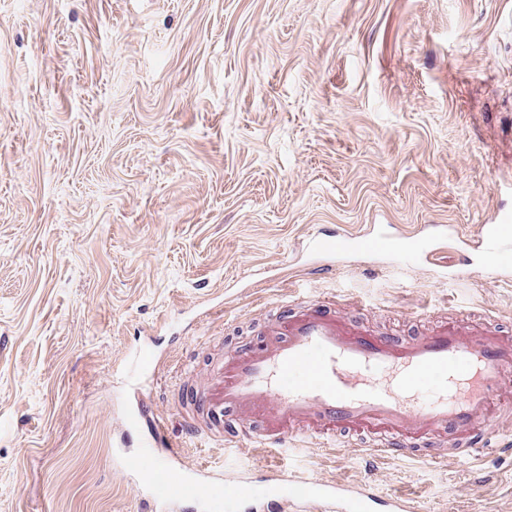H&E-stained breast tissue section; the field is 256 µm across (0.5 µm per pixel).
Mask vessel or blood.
<instances>
[{
	"instance_id": "1",
	"label": "vessel or blood",
	"mask_w": 512,
	"mask_h": 512,
	"mask_svg": "<svg viewBox=\"0 0 512 512\" xmlns=\"http://www.w3.org/2000/svg\"><path fill=\"white\" fill-rule=\"evenodd\" d=\"M368 233L386 243L389 262L415 268L440 247L423 238L416 254L399 244L398 227L370 225ZM484 263L512 254V238L501 225L483 224L474 241ZM268 341L217 362L200 383L180 389V413L188 435H224V413L246 422V435L261 444H281L296 426L320 436L353 435L351 453L402 458L420 440L456 448L496 446L493 419L512 407V336L486 321H454L411 340H396L351 320L308 307L271 320ZM142 388L124 411L123 435L143 426L139 446L158 456L168 490L157 494L151 482L139 492L150 512H203L209 493L203 481L178 465L182 446L170 442L153 413L152 371L134 360ZM268 486L287 485L285 495L269 498L236 483L228 512H415L405 498L378 496L370 484L328 481L311 473L269 474Z\"/></svg>"
}]
</instances>
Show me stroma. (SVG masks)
<instances>
[{
  "mask_svg": "<svg viewBox=\"0 0 512 512\" xmlns=\"http://www.w3.org/2000/svg\"><path fill=\"white\" fill-rule=\"evenodd\" d=\"M512 213V0H0V512H145L114 429L127 359L183 459L369 481L418 512H512L496 452L373 463L338 439L183 435L182 374L264 344L301 304L411 338L494 313L512 264L313 274V237L394 224L470 235Z\"/></svg>",
  "mask_w": 512,
  "mask_h": 512,
  "instance_id": "1",
  "label": "stroma"
}]
</instances>
